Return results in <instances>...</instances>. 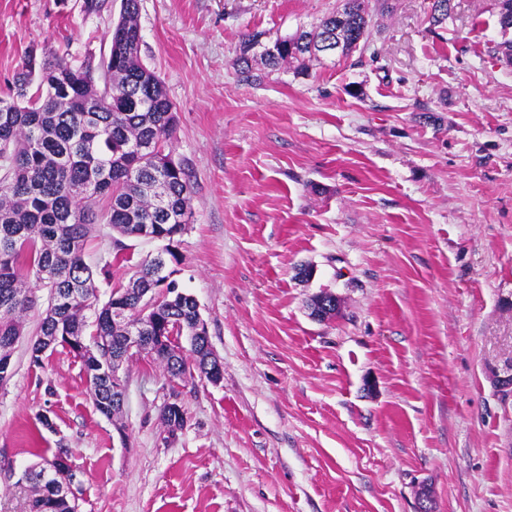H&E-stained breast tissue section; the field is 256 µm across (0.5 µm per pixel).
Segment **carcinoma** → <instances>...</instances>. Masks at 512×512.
I'll return each instance as SVG.
<instances>
[{
    "instance_id": "obj_1",
    "label": "carcinoma",
    "mask_w": 512,
    "mask_h": 512,
    "mask_svg": "<svg viewBox=\"0 0 512 512\" xmlns=\"http://www.w3.org/2000/svg\"><path fill=\"white\" fill-rule=\"evenodd\" d=\"M504 39L495 51L512 63V0H496ZM454 10L453 0H431L429 22L442 26ZM139 0H122L113 26L103 83L90 65H72L66 57L37 60L30 52L12 78V93L0 97V357H9L23 335L22 316L35 304L29 284L48 290V305L31 360L42 362V337L78 357L89 395L100 414L120 411L112 390V358L126 352L125 325L112 319L115 301L126 317L148 305L156 260L140 267L124 288L111 290L100 303L94 272L83 258L84 244L96 224H108L126 238L151 228L170 260L174 238L189 223L191 184L184 164L172 156L175 105L157 72L140 59L142 43ZM341 43V55L364 50L370 39L368 0H339L315 30H298L271 44L262 34L246 36L236 66L251 67V52L263 48L265 65L275 69L295 62L301 69L318 59L324 36ZM168 295L153 306V336L175 342L191 337L190 355L161 349V361L173 379L199 376L215 383L224 368H215L208 336L196 332L193 296L169 282ZM93 327L92 342L85 340ZM25 481L33 500L31 512H74L54 496L42 471Z\"/></svg>"
}]
</instances>
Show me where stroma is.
Instances as JSON below:
<instances>
[{
	"label": "stroma",
	"instance_id": "35a3bbf8",
	"mask_svg": "<svg viewBox=\"0 0 512 512\" xmlns=\"http://www.w3.org/2000/svg\"><path fill=\"white\" fill-rule=\"evenodd\" d=\"M122 0H0V96L29 52L102 60ZM371 45L308 71L235 61L243 37L311 28L336 0H140V57L176 106L193 217L170 264L224 366L213 384L135 355L121 416L67 349L30 361L46 289L0 385V512L73 452L81 512H512V65L495 0H394ZM97 225L100 299L158 243ZM313 269L298 278L300 266ZM334 294V317L309 304ZM186 423L168 437L167 401ZM49 416L54 431L39 428Z\"/></svg>",
	"mask_w": 512,
	"mask_h": 512
}]
</instances>
